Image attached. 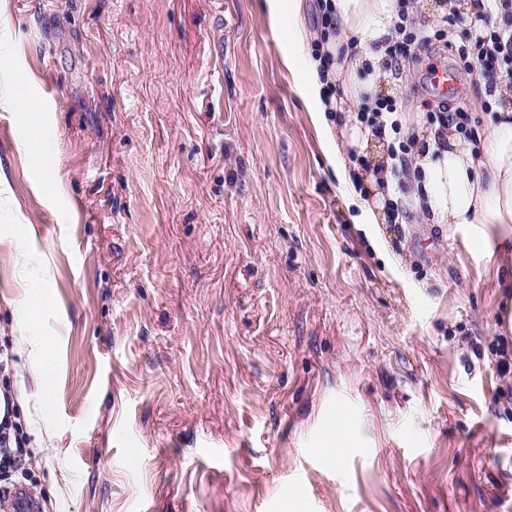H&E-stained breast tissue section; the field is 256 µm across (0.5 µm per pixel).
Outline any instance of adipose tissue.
Wrapping results in <instances>:
<instances>
[{
    "instance_id": "1",
    "label": "adipose tissue",
    "mask_w": 512,
    "mask_h": 512,
    "mask_svg": "<svg viewBox=\"0 0 512 512\" xmlns=\"http://www.w3.org/2000/svg\"><path fill=\"white\" fill-rule=\"evenodd\" d=\"M338 35L326 48L334 57L336 91L325 98L317 72L319 63L307 59L312 76L310 93L318 101L314 121L325 138L336 141V178L344 192L357 200L361 224H384L394 181L388 168L389 143L376 138L371 127L352 116L351 106H374L381 84L388 77L383 66L387 40L401 9L400 0H332ZM402 135L419 130L409 175L411 206L422 223L464 225L473 248L494 256V244L512 240V106L496 107V120L481 147H474L456 130L440 125L425 127L421 115H402ZM366 157L371 170L352 180L344 163L347 152ZM37 291L14 301L12 352L21 362L17 387H48L43 364L47 353L40 334L39 310L45 305ZM21 424L30 451L51 446L48 409L30 410L22 398H0V418Z\"/></svg>"
}]
</instances>
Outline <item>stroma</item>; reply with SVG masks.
Wrapping results in <instances>:
<instances>
[{
	"label": "stroma",
	"instance_id": "stroma-1",
	"mask_svg": "<svg viewBox=\"0 0 512 512\" xmlns=\"http://www.w3.org/2000/svg\"><path fill=\"white\" fill-rule=\"evenodd\" d=\"M5 2L0 69L38 110L0 108V336L48 292L42 512H512V269L414 215L358 224L288 17ZM430 64L392 79L399 111L485 135L480 73L444 101Z\"/></svg>",
	"mask_w": 512,
	"mask_h": 512
}]
</instances>
